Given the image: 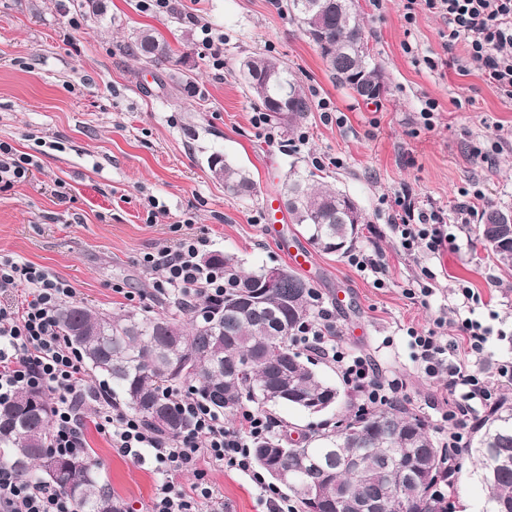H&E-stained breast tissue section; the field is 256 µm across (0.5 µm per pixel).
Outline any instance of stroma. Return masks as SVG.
Listing matches in <instances>:
<instances>
[{
	"label": "stroma",
	"instance_id": "stroma-1",
	"mask_svg": "<svg viewBox=\"0 0 512 512\" xmlns=\"http://www.w3.org/2000/svg\"><path fill=\"white\" fill-rule=\"evenodd\" d=\"M405 4L359 0L387 86L379 100L362 101L331 78L286 0H175L164 13L143 10L140 0H104L100 13L80 0H0V141L39 162L26 180L0 188V253L50 270L75 288L77 301L101 312L154 314L166 300L140 259L179 238V221L191 219V233L237 257L244 270L288 266L286 244L308 241L291 223L269 236L263 204L282 199L291 172L316 173L357 204L364 222L353 251L382 262L385 284L376 287L374 273L345 253L312 252L304 276L320 293L339 346L402 380L404 402L440 436L437 394L410 357L407 331L430 328L440 311L459 306L457 284L470 286L482 298L470 315L491 329L475 368L494 376L512 360V271L484 249L476 216L449 226L452 238L439 254L407 255L391 228L393 198L407 187L424 206L452 216L461 190L479 189L483 206L512 210V101L480 74L442 66V20L421 10L406 23ZM193 16L223 31V69L197 53ZM144 28L170 44L169 61L125 54ZM257 55L285 62L314 103L294 128L276 123L273 142L252 120L261 103L238 79L241 62ZM430 100L438 109L428 127L421 111ZM324 101L329 110L321 109ZM215 154L249 172L255 196L225 194L208 168ZM151 198L160 208L153 223ZM424 265L435 274L433 293L409 299L405 288ZM130 291L135 300L127 299ZM302 357L338 386L341 406L267 413L310 434L333 426L359 400L333 364L307 351ZM86 440L100 478L129 512H147L160 473L119 454L94 426ZM208 480L223 495L224 512H266L247 476L212 469ZM451 501L470 512L485 508L470 457L461 460Z\"/></svg>",
	"mask_w": 512,
	"mask_h": 512
}]
</instances>
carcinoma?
I'll use <instances>...</instances> for the list:
<instances>
[{
    "mask_svg": "<svg viewBox=\"0 0 512 512\" xmlns=\"http://www.w3.org/2000/svg\"><path fill=\"white\" fill-rule=\"evenodd\" d=\"M289 16L316 41L322 30L327 46L320 55L336 82L354 89L353 79L385 91L379 66L368 46L356 0H286ZM125 52L152 63L169 59L165 39L143 29L124 46ZM249 78L241 79L265 111L291 126L312 111L307 91L284 63L273 57L244 61ZM215 178L233 197L252 196L256 184L242 169L215 155ZM284 195L292 223L324 253L348 246L358 230L343 222L346 193L315 180V173L288 176ZM481 237L503 267L512 270V211L490 206L481 216ZM207 261L224 267V299L199 297L173 304L171 314L128 311L112 316L83 303L70 302L59 314L64 336L83 355L88 368L105 377L112 403L139 416L160 435L189 428V420L167 397L184 383L213 409L233 416L248 402L264 411L288 404L303 410L320 404L335 407L340 390L303 361L292 343L305 322L321 320L316 289L293 269L278 288H258L264 269L245 272L237 258L223 253ZM49 394L23 390L0 402V465L33 483L48 482L69 496L77 512H126L123 501L101 482L96 461L87 452L60 457L48 448ZM475 445L467 449L481 475L489 460L512 461V397L498 398L472 426ZM270 451L265 471L283 469L292 478L302 512H448L432 489L443 476L446 455L424 420L402 402L385 408L359 409L315 436L294 439L279 429L258 442L253 458ZM489 512H512V465L483 480ZM320 490L310 503L307 488Z\"/></svg>",
    "mask_w": 512,
    "mask_h": 512,
    "instance_id": "1",
    "label": "carcinoma"
}]
</instances>
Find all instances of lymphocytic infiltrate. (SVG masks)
<instances>
[{"label": "lymphocytic infiltrate", "instance_id": "1", "mask_svg": "<svg viewBox=\"0 0 512 512\" xmlns=\"http://www.w3.org/2000/svg\"><path fill=\"white\" fill-rule=\"evenodd\" d=\"M420 8L445 19V49L464 43V55L453 60L459 74L484 75L503 98L512 101V0H407L406 21H414ZM395 204L393 229L403 250L438 253L449 238L439 212L418 207L406 192ZM209 245L206 237L189 233L173 245L146 253L141 264L154 290L183 302L200 296L222 298L223 268L202 261ZM75 295L69 282L48 269L0 254V399L9 400L24 389L47 391L52 399L50 446L55 454L69 456L86 448L84 429L91 422L122 455L148 458L163 468L165 476L155 488L148 512H201L203 505L215 504L217 494L205 470L198 467L202 461L208 468L247 475L269 512H295L294 505L252 466L254 443L275 429L269 416L243 407L229 425L223 414L190 392L176 389L170 396L191 426L180 434L162 436L141 418L113 407L105 391L93 385L80 354L60 329L59 311ZM433 324L425 332L411 331V347L425 377L446 394L439 413L442 445L455 451L467 445V420L477 406L495 402L499 384H512V362L499 364L497 381H488L473 368L486 353L487 328L468 318L450 322L444 312ZM451 325L465 343L462 357L455 360L448 356L446 330ZM293 343L335 364L364 406H387L403 386L365 357L344 352L323 322L305 326ZM187 470L195 476L188 488L177 480ZM0 512H76V507L53 485L25 482L0 466Z\"/></svg>", "mask_w": 512, "mask_h": 512}]
</instances>
